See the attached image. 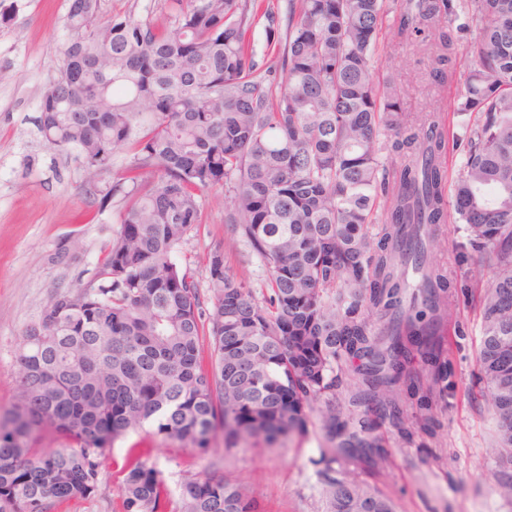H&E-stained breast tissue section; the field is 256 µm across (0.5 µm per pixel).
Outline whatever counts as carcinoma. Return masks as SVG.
Listing matches in <instances>:
<instances>
[{"label":"carcinoma","instance_id":"carcinoma-1","mask_svg":"<svg viewBox=\"0 0 512 512\" xmlns=\"http://www.w3.org/2000/svg\"><path fill=\"white\" fill-rule=\"evenodd\" d=\"M173 21L99 14L70 0L57 77L38 130L83 160L102 203H123L95 286L50 297L25 330L16 402L0 410V512H55L97 494L105 450L146 423L205 452L307 433L320 403L325 512H396L334 467L378 470L391 441L432 455L437 401L455 396L448 291L482 292L480 397L498 417L496 477L512 494V0H168ZM440 30L436 72L468 59L462 139L439 114L416 124L378 70L383 21ZM464 15L454 41L443 24ZM282 48L284 77L256 60L255 29ZM130 153L112 174L118 149ZM390 149L400 163L388 166ZM464 161L448 178V152ZM224 188V223L262 262L253 287L216 247L201 293L174 253L200 224L199 192ZM464 240L427 262V227ZM427 267L408 292L406 268ZM489 280H484L485 271ZM429 367L424 380L422 366ZM347 402L346 410L336 401ZM53 436L64 444L42 449ZM124 512H255L227 477L163 474L128 457Z\"/></svg>","mask_w":512,"mask_h":512}]
</instances>
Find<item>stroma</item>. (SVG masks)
Instances as JSON below:
<instances>
[{"instance_id": "1", "label": "stroma", "mask_w": 512, "mask_h": 512, "mask_svg": "<svg viewBox=\"0 0 512 512\" xmlns=\"http://www.w3.org/2000/svg\"><path fill=\"white\" fill-rule=\"evenodd\" d=\"M13 19L0 25V409L14 403L20 367L17 355L25 329L38 321L49 297L86 282L120 222L121 206L100 197L85 182L77 150L46 145L36 128L41 92L56 75L58 51L68 35L67 0H0ZM104 16L130 13L169 25L164 0H100ZM395 16H387L382 39L381 77L391 78L400 93L402 112L413 116L444 112L464 90L465 63L439 83L434 72V32L425 37L398 33ZM228 201L222 188L201 194V223L175 255L190 266L199 288H207L211 251L224 257L252 284L265 272L258 259L224 222ZM453 317L461 332L451 335L446 358L456 376L457 392L437 406L434 455L395 446L387 463L366 470L346 460L339 467L359 482L393 499L396 512H512V496L495 479L498 420L478 395L476 357L482 314L478 304L456 305ZM308 433L283 448L225 449L216 439L205 454L162 439L152 425L118 439L108 450L100 492L72 499L57 512H124L119 485L130 446H138L162 472L170 490L193 474L217 473L235 478L258 512H323L316 465L324 444L318 411H307Z\"/></svg>"}]
</instances>
